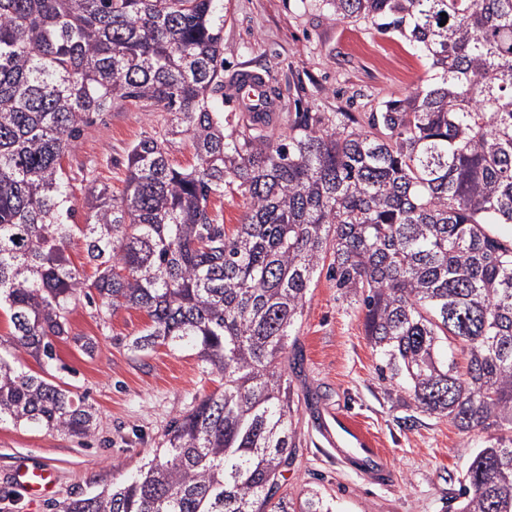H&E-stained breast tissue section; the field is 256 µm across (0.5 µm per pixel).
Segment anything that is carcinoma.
<instances>
[{
    "label": "carcinoma",
    "mask_w": 512,
    "mask_h": 512,
    "mask_svg": "<svg viewBox=\"0 0 512 512\" xmlns=\"http://www.w3.org/2000/svg\"><path fill=\"white\" fill-rule=\"evenodd\" d=\"M313 2L415 45L425 79L361 119L278 130L224 114V0H0V422L95 433L82 398L21 368L82 300L144 309L131 352L191 348L222 381L147 467L61 512H332L315 489L274 501L297 439L288 336L324 270L416 408L487 433L458 512H512V231L493 232L512 224V0ZM128 99L165 129L132 146L120 195L88 189L80 225L62 158ZM230 186L248 212L229 235L208 202ZM76 232L90 276L64 255Z\"/></svg>",
    "instance_id": "cac0c4a2"
}]
</instances>
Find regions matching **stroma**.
<instances>
[{
    "instance_id": "obj_1",
    "label": "stroma",
    "mask_w": 512,
    "mask_h": 512,
    "mask_svg": "<svg viewBox=\"0 0 512 512\" xmlns=\"http://www.w3.org/2000/svg\"><path fill=\"white\" fill-rule=\"evenodd\" d=\"M224 109L237 112V76L264 74L280 88L282 113L375 112L381 101L405 95L426 75L408 42L365 23L336 20L311 0H224ZM163 118L138 101L115 103L86 127L63 160L85 218L90 184L121 194L130 147L160 131ZM150 319L145 310L110 313L79 303L69 314L70 334L53 342L49 368L23 356L30 375L50 371L54 382L83 396L97 416L86 439L0 423V512H58L82 493L120 485L153 459L172 420L203 395L218 391L194 350L156 347L133 354L128 343ZM291 336L303 371L292 377L296 459L280 480V495L315 488L335 512H456L459 481L482 435L461 433L445 417L416 410L401 385L382 379L356 297L320 276ZM347 417L386 459L385 483L372 482L330 444L322 413ZM51 468L55 492L34 499L17 492L16 466Z\"/></svg>"
}]
</instances>
